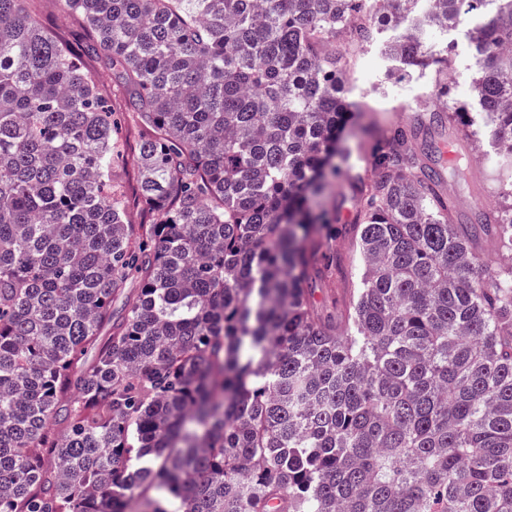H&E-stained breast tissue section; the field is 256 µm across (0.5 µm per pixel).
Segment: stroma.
<instances>
[{
    "instance_id": "1",
    "label": "stroma",
    "mask_w": 512,
    "mask_h": 512,
    "mask_svg": "<svg viewBox=\"0 0 512 512\" xmlns=\"http://www.w3.org/2000/svg\"><path fill=\"white\" fill-rule=\"evenodd\" d=\"M468 26L446 33L431 28L427 37L437 43L444 61L427 69L410 70L407 75H393V64L382 44L356 47L345 34H337L336 51L349 58L346 79L347 98L364 104L344 127L340 143L353 149L354 167L350 181L332 187L325 200L336 216V238L332 247L336 265L322 273L313 283L318 311L334 317L344 325L351 304L361 286V257L356 243L355 222L361 191L371 178L369 153L359 145L381 136L387 129L413 123L422 109H434L446 102L472 105L471 77L474 59L469 43ZM451 145L461 159L464 171L447 175L443 191L448 197L452 219L479 229V252L488 268L502 261L495 237L481 230L483 214L498 206V157L489 142H475L455 125L443 124L418 132L412 145L423 162L444 167L442 145Z\"/></svg>"
}]
</instances>
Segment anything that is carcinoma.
I'll use <instances>...</instances> for the list:
<instances>
[{"instance_id":"1","label":"carcinoma","mask_w":512,"mask_h":512,"mask_svg":"<svg viewBox=\"0 0 512 512\" xmlns=\"http://www.w3.org/2000/svg\"><path fill=\"white\" fill-rule=\"evenodd\" d=\"M74 49L0 0V512H512V176L484 269L412 133L370 147L341 330L317 202L351 177L338 33L400 70L470 31L477 116L512 153V0H55ZM140 120L131 224L96 72ZM139 282L122 317L112 300ZM112 333L99 341L101 328ZM91 66L99 75V87L103 95L108 99L115 112L126 111V95L123 88L112 79V67L107 64L104 58L93 57Z\"/></svg>"}]
</instances>
